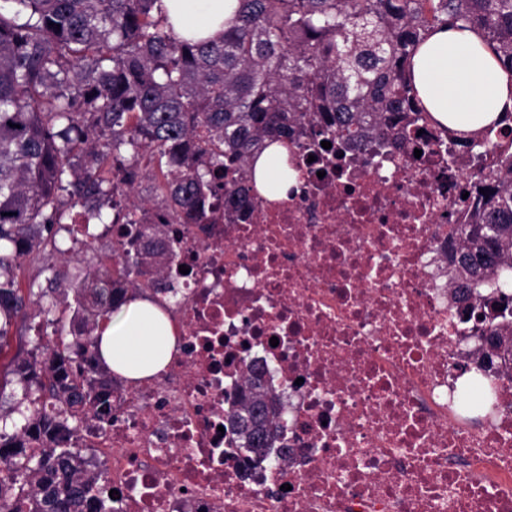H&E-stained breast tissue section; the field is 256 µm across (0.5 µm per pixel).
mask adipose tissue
Instances as JSON below:
<instances>
[{
    "instance_id": "obj_1",
    "label": "adipose tissue",
    "mask_w": 512,
    "mask_h": 512,
    "mask_svg": "<svg viewBox=\"0 0 512 512\" xmlns=\"http://www.w3.org/2000/svg\"><path fill=\"white\" fill-rule=\"evenodd\" d=\"M162 0L176 34L219 38L232 14L226 0ZM414 84L432 116L451 129L471 134L512 110V78L499 68L479 36L468 29L441 30L424 42L413 59ZM257 187L271 194L278 183L294 184L288 150L275 144L255 162ZM96 335L99 356L123 377L137 381L162 374L176 347L177 336L167 314L143 296L129 298L105 320Z\"/></svg>"
}]
</instances>
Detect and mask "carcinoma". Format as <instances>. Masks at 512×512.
<instances>
[{
    "mask_svg": "<svg viewBox=\"0 0 512 512\" xmlns=\"http://www.w3.org/2000/svg\"><path fill=\"white\" fill-rule=\"evenodd\" d=\"M159 2L0 0V367L21 390L0 411V469L11 476L0 479V512H112L65 435L112 412L111 393L88 382L117 377L99 361L100 322L131 287L165 290L127 279L163 256L137 208L201 224L224 199L244 205L254 160L297 128L384 144L431 118L413 58L442 28L475 31L512 76V0H237L218 40L177 37ZM499 127L455 142L495 152ZM484 190L456 258L476 288L512 281V164ZM76 210L88 225L120 226L121 238L97 279L75 267L74 340L51 342L44 318L59 274L46 261L64 254L58 227ZM24 263L52 272L47 287L21 279ZM270 399L253 383L230 411L243 447H269ZM465 403L490 409L479 389Z\"/></svg>",
    "mask_w": 512,
    "mask_h": 512,
    "instance_id": "obj_1",
    "label": "carcinoma"
}]
</instances>
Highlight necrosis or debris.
Wrapping results in <instances>:
<instances>
[{
  "label": "necrosis or debris",
  "mask_w": 512,
  "mask_h": 512,
  "mask_svg": "<svg viewBox=\"0 0 512 512\" xmlns=\"http://www.w3.org/2000/svg\"><path fill=\"white\" fill-rule=\"evenodd\" d=\"M495 160L430 127L399 150L305 131L284 197L165 226L145 277L184 291L179 351L79 431L112 512H512V290L463 293L448 262ZM257 378L281 430L253 452L226 425Z\"/></svg>",
  "instance_id": "necrosis-or-debris-1"
}]
</instances>
